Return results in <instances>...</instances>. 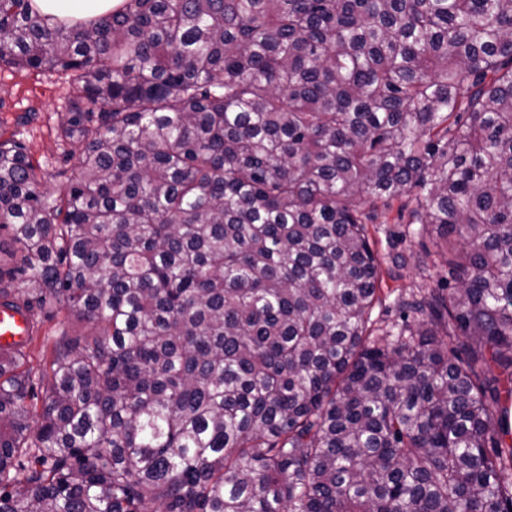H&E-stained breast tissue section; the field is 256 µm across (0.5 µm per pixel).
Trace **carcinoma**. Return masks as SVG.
<instances>
[{
  "label": "carcinoma",
  "instance_id": "1",
  "mask_svg": "<svg viewBox=\"0 0 512 512\" xmlns=\"http://www.w3.org/2000/svg\"><path fill=\"white\" fill-rule=\"evenodd\" d=\"M2 66L78 172L0 138V306L87 329L0 346V512H512V0H0ZM396 201L455 286L377 337ZM44 14L90 20L117 9L122 0H34ZM68 96V84L54 73L0 68V131L21 138L30 156L40 162L44 188L50 192L62 187L64 179L55 176L58 170L77 173V155L65 160L56 143V126ZM32 326L25 351L30 356L31 365L37 366L44 356L46 343H50L61 329L73 333L83 330L85 323L78 320L68 309L62 308L56 311L52 319L39 317L33 320Z\"/></svg>",
  "mask_w": 512,
  "mask_h": 512
}]
</instances>
